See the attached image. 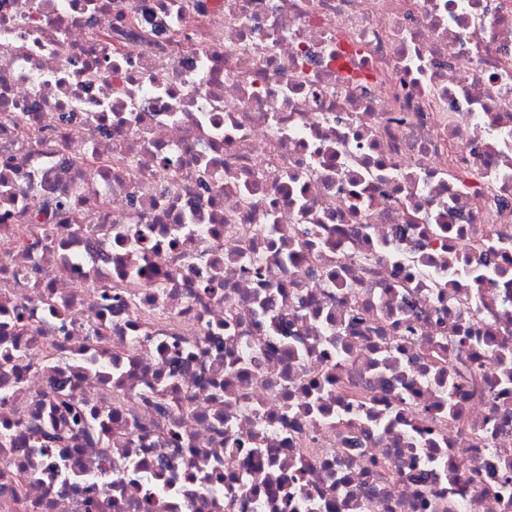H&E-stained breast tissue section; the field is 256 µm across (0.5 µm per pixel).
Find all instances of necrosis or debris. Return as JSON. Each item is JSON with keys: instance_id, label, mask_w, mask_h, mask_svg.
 Segmentation results:
<instances>
[{"instance_id": "obj_1", "label": "necrosis or debris", "mask_w": 512, "mask_h": 512, "mask_svg": "<svg viewBox=\"0 0 512 512\" xmlns=\"http://www.w3.org/2000/svg\"><path fill=\"white\" fill-rule=\"evenodd\" d=\"M0 512H512V0H0Z\"/></svg>"}]
</instances>
